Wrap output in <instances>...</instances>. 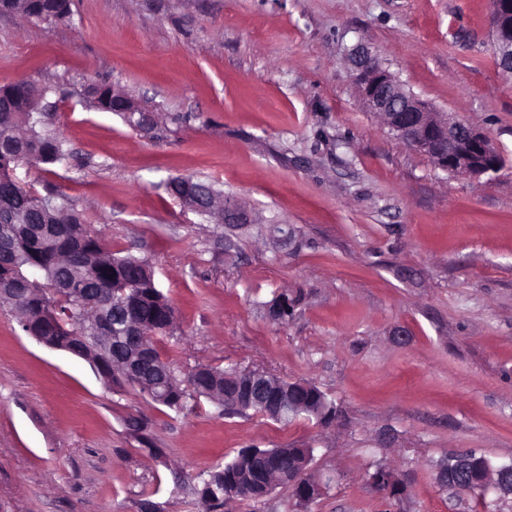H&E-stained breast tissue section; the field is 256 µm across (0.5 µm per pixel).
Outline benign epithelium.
<instances>
[{"instance_id":"7a95c632","label":"benign epithelium","mask_w":512,"mask_h":512,"mask_svg":"<svg viewBox=\"0 0 512 512\" xmlns=\"http://www.w3.org/2000/svg\"><path fill=\"white\" fill-rule=\"evenodd\" d=\"M492 49L499 68L512 73V0H493ZM354 83L366 108L383 117L390 131L427 156L434 158L444 171L456 175L480 177L496 172L502 159L491 139L473 126L437 112L426 102L406 90L384 63L371 52L359 47L352 55ZM187 209L208 216L215 224H254L255 216L244 206L229 198L219 200L212 190L195 192L179 198ZM244 391L248 401L263 409L266 416L279 419L285 411L297 405L291 402L294 383L274 394L269 393V379L273 374L256 368L244 371ZM312 456L305 454L299 467H285L276 472V478L298 491L302 499L322 493L321 485L306 482ZM477 466V460L467 454L455 456L453 466L443 463L437 469L441 487L457 492L470 490L468 476ZM491 490L499 497L512 496V466L497 470Z\"/></svg>"}]
</instances>
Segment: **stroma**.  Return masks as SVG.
Returning <instances> with one entry per match:
<instances>
[{"instance_id": "obj_1", "label": "stroma", "mask_w": 512, "mask_h": 512, "mask_svg": "<svg viewBox=\"0 0 512 512\" xmlns=\"http://www.w3.org/2000/svg\"><path fill=\"white\" fill-rule=\"evenodd\" d=\"M491 15L492 0H71L58 24L0 15V86L46 87L68 152L17 175L152 264L176 309L159 343L176 374L264 368L337 408L326 427L205 400L170 410L0 305V512H140L146 499L202 512L208 472L249 446L313 449L329 489L304 507L278 487L214 512H512L435 472L470 450L512 463V74L495 64ZM359 45L484 131L501 168L453 175L398 139L359 99ZM94 81L147 102L157 126L91 108ZM178 175L296 238L275 247L184 210L165 190ZM282 293L300 301L275 321ZM379 466L403 480L402 502L372 488Z\"/></svg>"}]
</instances>
